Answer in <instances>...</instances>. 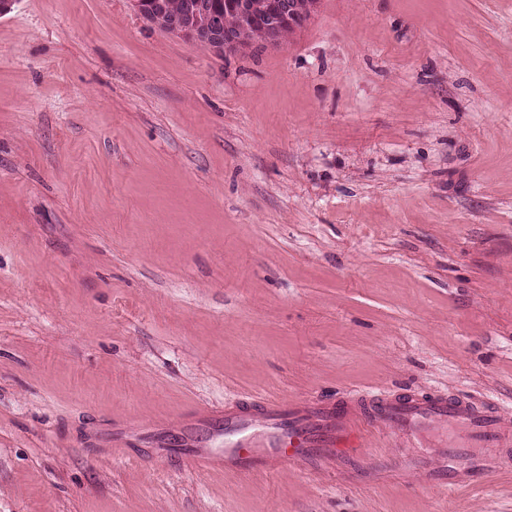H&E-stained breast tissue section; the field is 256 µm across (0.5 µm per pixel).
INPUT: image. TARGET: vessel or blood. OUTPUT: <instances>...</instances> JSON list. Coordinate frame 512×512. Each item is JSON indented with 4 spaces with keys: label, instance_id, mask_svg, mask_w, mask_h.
<instances>
[{
    "label": "vessel or blood",
    "instance_id": "1",
    "mask_svg": "<svg viewBox=\"0 0 512 512\" xmlns=\"http://www.w3.org/2000/svg\"><path fill=\"white\" fill-rule=\"evenodd\" d=\"M361 398L266 400L262 418L228 403L224 406V449L192 456L201 470L221 469L249 476L279 472L304 463L314 471L335 469L338 460L358 459L371 447L375 430L394 431L407 452L396 468L414 473L426 488L456 491L495 471L512 468V419L499 408L468 397L437 394L384 396L365 411ZM460 432L439 448L436 460L415 455L423 428Z\"/></svg>",
    "mask_w": 512,
    "mask_h": 512
}]
</instances>
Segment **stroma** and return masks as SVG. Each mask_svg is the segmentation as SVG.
<instances>
[{"mask_svg":"<svg viewBox=\"0 0 512 512\" xmlns=\"http://www.w3.org/2000/svg\"><path fill=\"white\" fill-rule=\"evenodd\" d=\"M406 390L512 416V0H316L233 53L132 0L0 15V512H512L386 433L183 454L228 402Z\"/></svg>","mask_w":512,"mask_h":512,"instance_id":"35a3bbf8","label":"stroma"}]
</instances>
